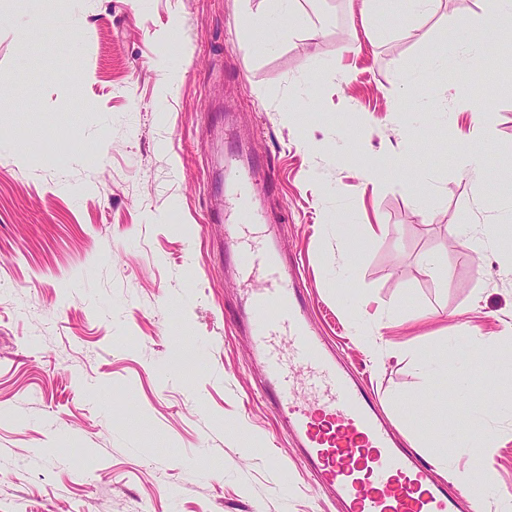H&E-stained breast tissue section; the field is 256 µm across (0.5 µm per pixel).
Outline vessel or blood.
Instances as JSON below:
<instances>
[{"label":"vessel or blood","instance_id":"vessel-or-blood-1","mask_svg":"<svg viewBox=\"0 0 512 512\" xmlns=\"http://www.w3.org/2000/svg\"><path fill=\"white\" fill-rule=\"evenodd\" d=\"M258 156L233 155L207 220L224 227L223 261L238 286L232 320L262 372L258 392L299 448L318 489L342 512H478L479 497L435 481L402 448L372 397L316 334L298 264L282 258L256 204Z\"/></svg>","mask_w":512,"mask_h":512}]
</instances>
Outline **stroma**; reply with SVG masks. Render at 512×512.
Wrapping results in <instances>:
<instances>
[{
    "label": "stroma",
    "mask_w": 512,
    "mask_h": 512,
    "mask_svg": "<svg viewBox=\"0 0 512 512\" xmlns=\"http://www.w3.org/2000/svg\"><path fill=\"white\" fill-rule=\"evenodd\" d=\"M281 9L39 0L23 50L32 15L0 0V512H336L258 395L203 222L242 146L315 326L419 456L461 415L496 431L483 512H512V254L469 246L512 239V46L478 95L465 67L416 76L486 0ZM442 0H377L368 1L363 0V4L371 3L378 10L380 4L385 5V10L380 14H385L386 11L392 9H402L406 13L425 14L435 11L441 4Z\"/></svg>",
    "instance_id": "obj_1"
}]
</instances>
